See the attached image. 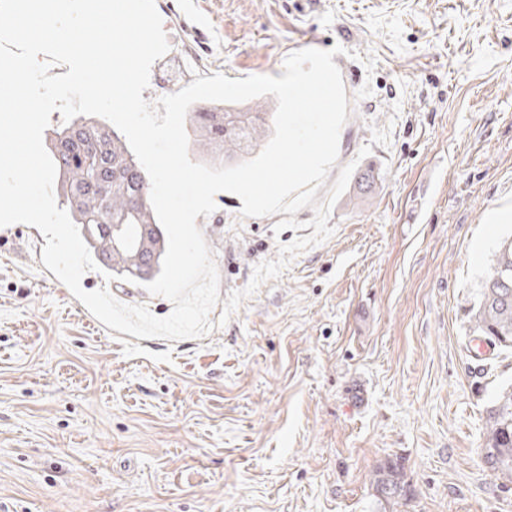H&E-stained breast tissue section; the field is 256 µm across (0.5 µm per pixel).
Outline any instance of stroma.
Listing matches in <instances>:
<instances>
[{
    "label": "stroma",
    "instance_id": "1",
    "mask_svg": "<svg viewBox=\"0 0 512 512\" xmlns=\"http://www.w3.org/2000/svg\"><path fill=\"white\" fill-rule=\"evenodd\" d=\"M170 50L142 96L196 76H282L341 47L340 168L380 175L333 235L201 338L107 328L35 267L38 228L0 237V512H377L373 472L403 467L394 512H512L484 427L512 350L469 310L512 199V0H156ZM376 60L366 71L362 60ZM372 93L358 98L363 85ZM371 146L360 156L363 146ZM200 229L221 302L279 245L281 214L215 197Z\"/></svg>",
    "mask_w": 512,
    "mask_h": 512
}]
</instances>
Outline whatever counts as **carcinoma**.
<instances>
[{
  "instance_id": "1",
  "label": "carcinoma",
  "mask_w": 512,
  "mask_h": 512,
  "mask_svg": "<svg viewBox=\"0 0 512 512\" xmlns=\"http://www.w3.org/2000/svg\"><path fill=\"white\" fill-rule=\"evenodd\" d=\"M272 113L197 106L191 121L198 147L213 163L252 153L270 134ZM52 155L61 181L60 204L80 229L100 273L145 285L160 273L166 235L150 201V180L125 138L95 121L71 122L53 132ZM471 329L489 344L512 349V237L502 240L490 272L471 308ZM481 455L501 484H512V385L499 390L489 411ZM373 486L380 512L403 496L398 463L375 471Z\"/></svg>"
}]
</instances>
